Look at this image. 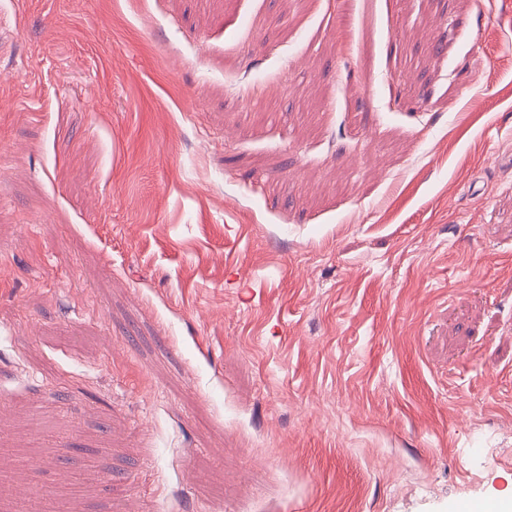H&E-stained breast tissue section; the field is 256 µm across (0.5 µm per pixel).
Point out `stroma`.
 <instances>
[{
    "instance_id": "35a3bbf8",
    "label": "stroma",
    "mask_w": 512,
    "mask_h": 512,
    "mask_svg": "<svg viewBox=\"0 0 512 512\" xmlns=\"http://www.w3.org/2000/svg\"><path fill=\"white\" fill-rule=\"evenodd\" d=\"M512 499V0H0V512Z\"/></svg>"
}]
</instances>
